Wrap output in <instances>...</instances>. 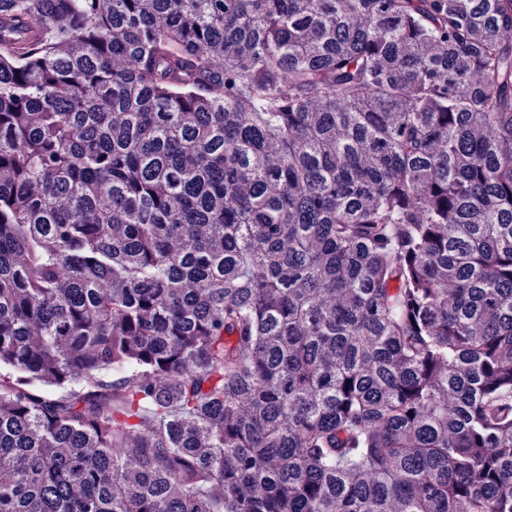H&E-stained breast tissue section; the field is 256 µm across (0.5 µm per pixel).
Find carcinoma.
I'll list each match as a JSON object with an SVG mask.
<instances>
[{
	"mask_svg": "<svg viewBox=\"0 0 512 512\" xmlns=\"http://www.w3.org/2000/svg\"><path fill=\"white\" fill-rule=\"evenodd\" d=\"M2 367L0 512H512V0H0Z\"/></svg>",
	"mask_w": 512,
	"mask_h": 512,
	"instance_id": "obj_1",
	"label": "carcinoma"
}]
</instances>
